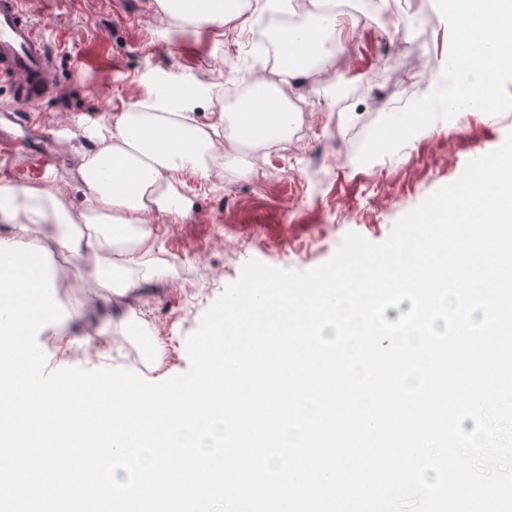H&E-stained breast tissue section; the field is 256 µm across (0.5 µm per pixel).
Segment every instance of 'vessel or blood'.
<instances>
[{
    "instance_id": "b4317fda",
    "label": "vessel or blood",
    "mask_w": 512,
    "mask_h": 512,
    "mask_svg": "<svg viewBox=\"0 0 512 512\" xmlns=\"http://www.w3.org/2000/svg\"><path fill=\"white\" fill-rule=\"evenodd\" d=\"M0 83L9 85L21 121L60 91L53 58L24 0H0Z\"/></svg>"
}]
</instances>
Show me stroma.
I'll return each instance as SVG.
<instances>
[{"label": "stroma", "instance_id": "1", "mask_svg": "<svg viewBox=\"0 0 512 512\" xmlns=\"http://www.w3.org/2000/svg\"><path fill=\"white\" fill-rule=\"evenodd\" d=\"M337 18L343 60L328 58L322 81L308 91L309 138L255 170L225 162L219 177L183 173L176 186L192 206L185 216L152 214L159 283L142 289L137 304L112 306L110 289L94 286L106 251L86 266L64 267L53 251L45 260L57 278L63 316L44 326L37 342L57 368L131 369L130 347L150 334L169 350L166 367L146 373L159 382L190 366L186 339L246 262L308 271L331 260L343 238L357 233L384 241L394 223L438 188L456 181L467 163L500 147L512 133V111L465 109L413 135L397 152L368 163L358 154L369 131L444 83L449 28L434 0H349ZM30 15L54 53L61 93L40 103V145L53 165L34 173L25 154L0 157V185L44 186L84 204L77 167L87 147L74 114L95 122L150 99V71L188 75L206 84L211 100L195 110L211 124L224 110L226 85L248 86L267 61L245 48L244 27L167 31L155 0H27ZM149 332H142V325Z\"/></svg>", "mask_w": 512, "mask_h": 512}]
</instances>
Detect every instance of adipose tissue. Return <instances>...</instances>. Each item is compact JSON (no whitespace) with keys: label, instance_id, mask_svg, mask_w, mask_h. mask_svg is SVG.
I'll list each match as a JSON object with an SVG mask.
<instances>
[{"label":"adipose tissue","instance_id":"adipose-tissue-1","mask_svg":"<svg viewBox=\"0 0 512 512\" xmlns=\"http://www.w3.org/2000/svg\"><path fill=\"white\" fill-rule=\"evenodd\" d=\"M171 19L194 27L223 29L241 17V0H158ZM331 19H320L318 27H284L278 45L287 47L278 60L280 68L325 57L320 28L332 27ZM159 91L149 102H135L111 121L88 128L96 149L80 154L81 186L89 208L80 212L82 232L63 231L54 242L60 251L77 257L101 249L116 251V258L97 271L100 286L110 288L115 304L132 298L139 282L152 280L146 256L155 244L148 224L150 214H178L183 200L174 191L177 174L190 171L208 179L209 163L221 158L222 144L213 137L217 124L200 126L192 115L206 97L196 81L169 75L157 77ZM230 118L237 143L253 147L266 138L281 135L288 127V114L279 107L254 99L238 102ZM64 205L40 187L0 186V220L24 233L29 224L63 213Z\"/></svg>","mask_w":512,"mask_h":512}]
</instances>
